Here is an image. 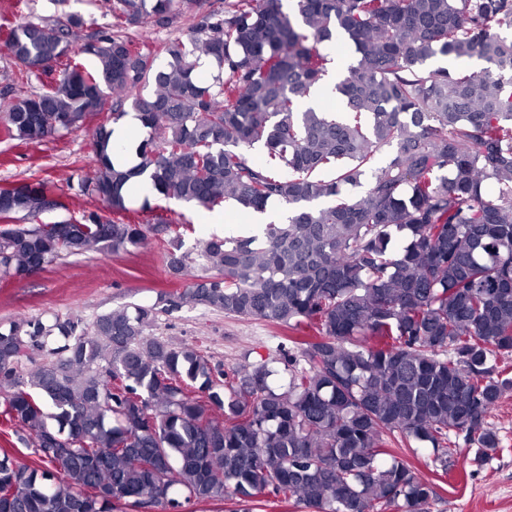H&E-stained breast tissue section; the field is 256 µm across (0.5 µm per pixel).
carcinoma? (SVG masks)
<instances>
[{
  "mask_svg": "<svg viewBox=\"0 0 512 512\" xmlns=\"http://www.w3.org/2000/svg\"><path fill=\"white\" fill-rule=\"evenodd\" d=\"M186 12V37L156 45L92 31L78 14L7 24L16 77L39 88L0 108V134L76 133L104 110L107 88L112 121L129 100L150 135L125 169L100 123L96 170L78 193L126 212L142 177L167 199L287 215L191 248L157 225L185 288L90 324L32 317L0 329V416L28 430L40 460L0 454V512H164L266 494L305 512H430L436 491L406 452L430 445L446 474L462 440L483 465L500 447L485 420L512 393V38L501 33L512 0H116L113 10L159 27ZM341 40L356 58L331 88L338 117L312 101ZM473 58L486 67L449 68ZM253 148L260 165L244 154ZM51 192L32 178L0 193V221L34 214L33 196ZM148 232L94 211L3 227L0 277L62 254L146 247ZM187 303L308 330L283 354L286 382L272 386L266 363L227 372L149 333Z\"/></svg>",
  "mask_w": 512,
  "mask_h": 512,
  "instance_id": "carcinoma-1",
  "label": "carcinoma"
}]
</instances>
